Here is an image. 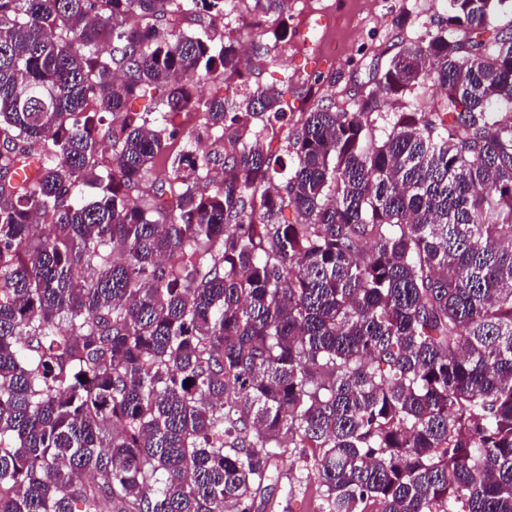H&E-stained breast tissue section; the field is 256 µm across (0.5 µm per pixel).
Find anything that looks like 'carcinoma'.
I'll return each instance as SVG.
<instances>
[{
	"mask_svg": "<svg viewBox=\"0 0 512 512\" xmlns=\"http://www.w3.org/2000/svg\"><path fill=\"white\" fill-rule=\"evenodd\" d=\"M224 11L0 0V512H288L307 448L325 512H512V0L299 113L279 187L284 94L190 90ZM182 112L218 147L129 204Z\"/></svg>",
	"mask_w": 512,
	"mask_h": 512,
	"instance_id": "cac0c4a2",
	"label": "carcinoma"
}]
</instances>
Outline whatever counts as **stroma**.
<instances>
[{"label":"stroma","instance_id":"obj_1","mask_svg":"<svg viewBox=\"0 0 512 512\" xmlns=\"http://www.w3.org/2000/svg\"><path fill=\"white\" fill-rule=\"evenodd\" d=\"M445 13L444 0H382L372 18L362 22L355 33L356 47L347 60H333L324 55L315 40L327 36L331 23L328 14L311 5L310 0H285L277 9L263 15L266 48L264 57L252 58L242 83L225 84L223 79L208 81L205 97H232L256 86L274 85L281 89L292 112H305L316 103L329 104L347 96L368 79L372 60H387L396 51L394 21L405 15L409 23L406 39L433 33ZM287 21L288 36L276 39L280 21ZM285 477L295 484L289 502L292 512H322L314 494L317 473L281 463Z\"/></svg>","mask_w":512,"mask_h":512}]
</instances>
